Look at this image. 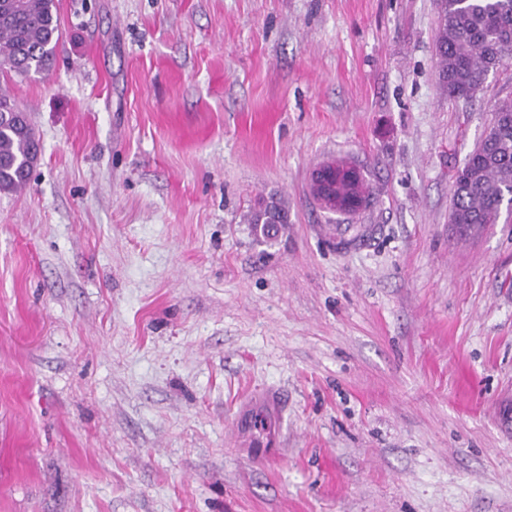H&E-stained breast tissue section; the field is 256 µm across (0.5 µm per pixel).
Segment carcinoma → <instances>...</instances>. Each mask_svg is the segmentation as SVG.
Returning a JSON list of instances; mask_svg holds the SVG:
<instances>
[{
  "mask_svg": "<svg viewBox=\"0 0 512 512\" xmlns=\"http://www.w3.org/2000/svg\"><path fill=\"white\" fill-rule=\"evenodd\" d=\"M61 38L56 0H0V62L21 78L47 74ZM512 50V0H443L437 37L439 79L448 96L468 101L487 74L505 65ZM38 144L27 114L14 110L0 119V191L16 192L28 180ZM342 212L354 214L367 202L368 184L338 180ZM450 222L467 239L499 221L512 205V99L496 103L488 134L454 176ZM255 241L272 246L288 223V203L276 193L245 216Z\"/></svg>",
  "mask_w": 512,
  "mask_h": 512,
  "instance_id": "cac0c4a2",
  "label": "carcinoma"
}]
</instances>
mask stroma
Masks as SVG:
<instances>
[{"label":"stroma","instance_id":"stroma-1","mask_svg":"<svg viewBox=\"0 0 512 512\" xmlns=\"http://www.w3.org/2000/svg\"><path fill=\"white\" fill-rule=\"evenodd\" d=\"M441 2L57 0L49 75L0 76L41 145L0 192V512H512V216L449 222L512 60L450 98ZM328 160L366 209L318 207ZM259 209L250 211L244 218L250 224V231L255 241L260 244L272 246L279 240L282 234V225L288 224V203L277 193L269 196L268 200ZM261 224V225H260ZM265 224H279L274 227V233H270Z\"/></svg>","mask_w":512,"mask_h":512}]
</instances>
